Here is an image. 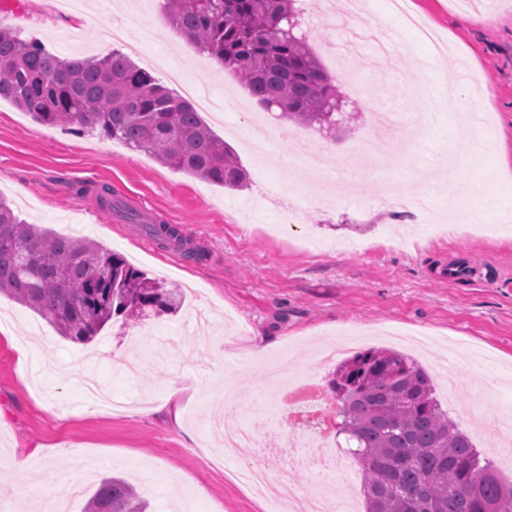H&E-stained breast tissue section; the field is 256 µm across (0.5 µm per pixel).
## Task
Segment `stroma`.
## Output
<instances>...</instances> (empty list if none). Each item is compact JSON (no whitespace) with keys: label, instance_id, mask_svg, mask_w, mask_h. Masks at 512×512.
Wrapping results in <instances>:
<instances>
[{"label":"stroma","instance_id":"obj_1","mask_svg":"<svg viewBox=\"0 0 512 512\" xmlns=\"http://www.w3.org/2000/svg\"><path fill=\"white\" fill-rule=\"evenodd\" d=\"M307 44L329 77L346 65L359 89V104L340 133L266 114L264 123L242 124L237 101H251L240 81L199 51L170 25L161 0H84L81 17L62 16L49 0H0V19L19 27L62 57L103 56L116 44L104 40L103 17L138 33L152 48L171 53L174 65L215 102L225 118H202L229 145L248 172L244 188L229 189L162 166L152 155L95 132L77 133L35 122L0 99V195L27 223L59 234L90 238L119 253L154 278L191 283L202 302L186 300L179 312L127 322L116 317L87 344L60 336L29 308L0 294V320L10 335L30 326L47 345L46 358L20 362L18 345L0 336V512H82L103 477L128 478L152 512H260L231 481L234 471L257 463L255 449L219 457L209 438V401L232 374L239 418L261 437L286 436L272 413L275 366L328 384L335 364L320 365L328 343L347 341V355L370 348L396 349L416 359L443 392L440 365L455 379L444 409L473 432L477 447L492 450L495 420L512 422V0H410L451 44L450 58L434 54L388 0H359L360 26L392 48L396 60L380 78L371 44L345 40L323 0H302ZM463 15L484 17L463 25ZM341 41L337 55L326 38ZM461 80L494 130L481 151L462 143L444 101L447 77ZM236 103H226L227 92ZM372 101L399 117V127L370 120ZM272 138L273 161L260 162L245 142ZM333 155H356L362 177L345 195L309 197L289 186L276 162L299 141ZM447 156L454 184H467L472 206L496 229L465 240L433 239L448 227V203H433L429 224L409 227L389 220L382 186L408 185V197L426 196V174ZM145 217L179 229L201 256L189 259L161 248L140 230L103 210L93 194L101 185ZM301 211L295 235L277 230L288 208ZM466 261L471 273L449 280L446 271ZM262 356L253 353L254 344ZM178 394L181 418L169 413ZM27 459L19 470L17 459ZM53 470L80 485L72 497L43 490L40 474ZM268 499L287 491L316 492L315 474L270 468Z\"/></svg>","mask_w":512,"mask_h":512}]
</instances>
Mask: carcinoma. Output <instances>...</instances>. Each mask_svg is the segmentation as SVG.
<instances>
[{
    "label": "carcinoma",
    "mask_w": 512,
    "mask_h": 512,
    "mask_svg": "<svg viewBox=\"0 0 512 512\" xmlns=\"http://www.w3.org/2000/svg\"><path fill=\"white\" fill-rule=\"evenodd\" d=\"M297 0H164L178 33L238 77L268 110L299 126L336 130L343 96L305 39ZM0 99L38 123L97 131L167 167L227 188L248 174L193 102L161 85L128 56L61 59L0 21ZM99 204L131 224L142 216L103 185ZM160 246L185 248L176 227L148 225ZM34 311L60 335L91 341L112 318L176 312L182 288L132 267L87 239L21 220L0 198V294ZM336 434L355 442L366 512H512V480L481 457L435 396L427 371L402 353L367 349L329 382ZM136 488L102 480L83 512H147Z\"/></svg>",
    "instance_id": "1"
}]
</instances>
